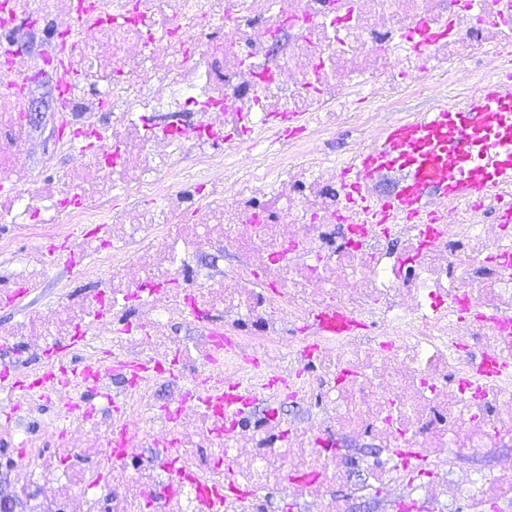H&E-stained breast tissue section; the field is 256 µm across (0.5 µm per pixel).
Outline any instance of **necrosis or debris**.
Wrapping results in <instances>:
<instances>
[{
	"instance_id": "obj_1",
	"label": "necrosis or debris",
	"mask_w": 512,
	"mask_h": 512,
	"mask_svg": "<svg viewBox=\"0 0 512 512\" xmlns=\"http://www.w3.org/2000/svg\"><path fill=\"white\" fill-rule=\"evenodd\" d=\"M21 20L56 39L0 59V280L38 288L53 253L9 266L16 240L38 239L100 287L0 329L31 361L95 368L46 397L0 384L20 512L512 501V226L487 221L512 187L429 199L440 224L383 226L312 147L363 131L356 103L392 109L467 70L512 77V0H0L1 32ZM47 72L71 161L58 180L25 162ZM208 250L236 261L197 270ZM187 320L191 342L174 331ZM243 383L253 400L226 419L218 398ZM365 436L375 451L350 456ZM491 452L489 469L464 463Z\"/></svg>"
}]
</instances>
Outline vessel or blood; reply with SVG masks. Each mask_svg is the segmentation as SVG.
I'll use <instances>...</instances> for the list:
<instances>
[{
	"label": "vessel or blood",
	"mask_w": 512,
	"mask_h": 512,
	"mask_svg": "<svg viewBox=\"0 0 512 512\" xmlns=\"http://www.w3.org/2000/svg\"><path fill=\"white\" fill-rule=\"evenodd\" d=\"M400 172L398 190L367 202L363 187L382 173ZM349 201L369 206L381 224L419 220L431 195L474 203L512 184V82L492 80L459 105L396 123L344 170Z\"/></svg>",
	"instance_id": "1"
}]
</instances>
